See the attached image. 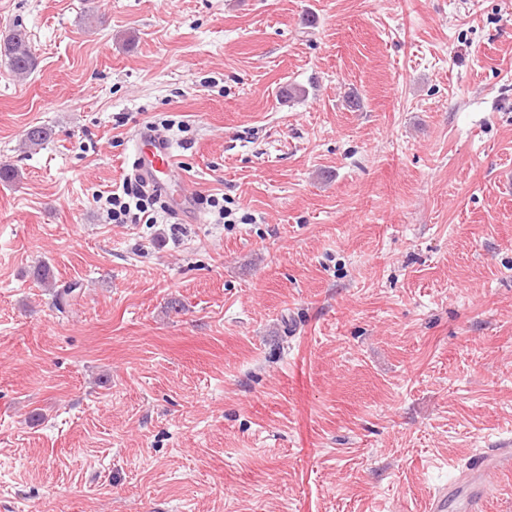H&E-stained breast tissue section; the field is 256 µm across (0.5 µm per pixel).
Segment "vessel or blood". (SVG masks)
<instances>
[{"label":"vessel or blood","mask_w":512,"mask_h":512,"mask_svg":"<svg viewBox=\"0 0 512 512\" xmlns=\"http://www.w3.org/2000/svg\"><path fill=\"white\" fill-rule=\"evenodd\" d=\"M134 153L139 171L146 180L164 190L176 183V156L168 139L148 130L141 132L135 139ZM510 465L512 450L508 448L475 454L460 478L431 493L428 512H447L452 505L458 512H481L490 491L492 471Z\"/></svg>","instance_id":"obj_1"}]
</instances>
